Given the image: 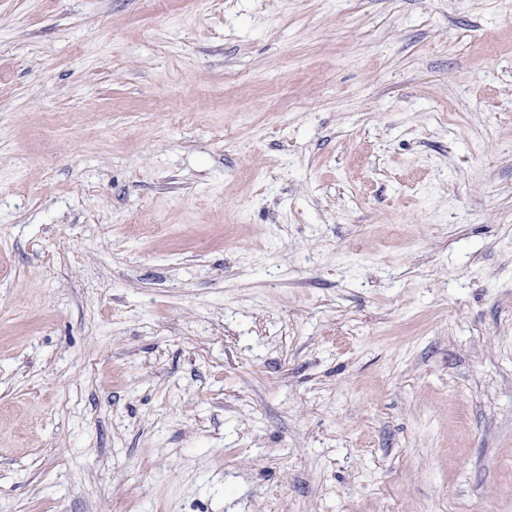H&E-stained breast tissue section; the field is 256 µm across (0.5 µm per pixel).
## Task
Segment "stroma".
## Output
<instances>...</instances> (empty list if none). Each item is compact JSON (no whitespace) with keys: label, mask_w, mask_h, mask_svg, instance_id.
<instances>
[{"label":"stroma","mask_w":512,"mask_h":512,"mask_svg":"<svg viewBox=\"0 0 512 512\" xmlns=\"http://www.w3.org/2000/svg\"><path fill=\"white\" fill-rule=\"evenodd\" d=\"M0 512H512V0H0Z\"/></svg>","instance_id":"stroma-1"}]
</instances>
